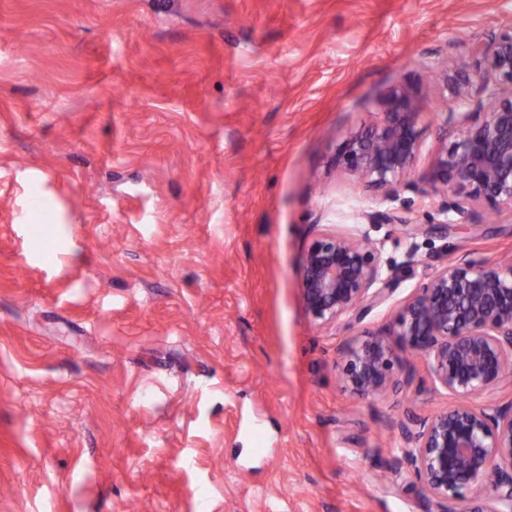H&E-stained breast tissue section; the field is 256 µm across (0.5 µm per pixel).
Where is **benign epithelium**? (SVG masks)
<instances>
[{
  "label": "benign epithelium",
  "mask_w": 512,
  "mask_h": 512,
  "mask_svg": "<svg viewBox=\"0 0 512 512\" xmlns=\"http://www.w3.org/2000/svg\"><path fill=\"white\" fill-rule=\"evenodd\" d=\"M445 80L471 111L458 119L445 113L423 175L415 176L421 112L410 84L390 90L379 120L340 143L336 160L391 203L365 214L368 223L410 225L394 203L419 182L446 218L410 225L415 235L446 238L482 212H512V27L488 30L473 61ZM383 252L384 243L364 231H318L302 261L300 300L309 320L320 328L347 315L360 323L385 301L413 255L398 263ZM448 254L389 326L357 334L339 350L342 381L354 394L378 398L399 384L400 352L425 357L456 402L399 423L405 448L396 465L408 468L435 512H512V404L469 402L512 380V255L478 258L454 244Z\"/></svg>",
  "instance_id": "1"
}]
</instances>
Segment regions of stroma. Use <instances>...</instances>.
<instances>
[{"label": "stroma", "instance_id": "obj_1", "mask_svg": "<svg viewBox=\"0 0 512 512\" xmlns=\"http://www.w3.org/2000/svg\"><path fill=\"white\" fill-rule=\"evenodd\" d=\"M512 0H0V512H429L395 426L454 401L424 358L345 391L446 243L512 254V213L451 240L368 224L336 162L393 87L470 63ZM360 228L414 264L362 323L314 326L301 257Z\"/></svg>", "mask_w": 512, "mask_h": 512}]
</instances>
